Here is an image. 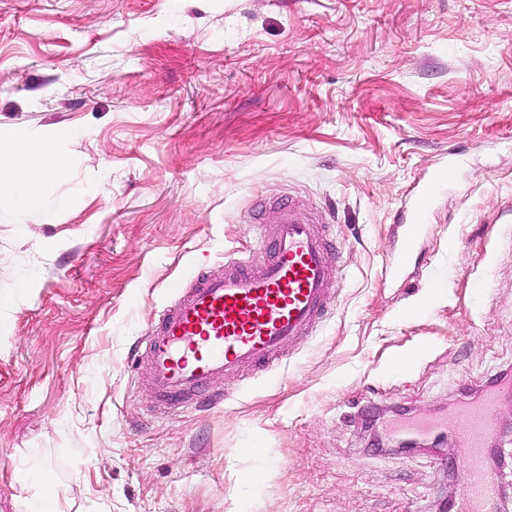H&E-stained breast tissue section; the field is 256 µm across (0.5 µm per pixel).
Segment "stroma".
<instances>
[{
  "label": "stroma",
  "instance_id": "stroma-1",
  "mask_svg": "<svg viewBox=\"0 0 512 512\" xmlns=\"http://www.w3.org/2000/svg\"><path fill=\"white\" fill-rule=\"evenodd\" d=\"M60 131L40 205L0 187V512H33L35 460L63 512H434L458 490L455 446L397 454L359 423L512 371V0H0V152ZM288 200L339 248L320 328L170 410L140 337ZM453 168L450 165H442L435 170L430 182L418 189L405 206L409 214V223L405 224L403 235V251L401 258L390 266V273L393 276L403 274L407 258L414 252L417 238L421 229V222L427 213L432 199L433 188L437 185L448 182L453 175Z\"/></svg>",
  "mask_w": 512,
  "mask_h": 512
}]
</instances>
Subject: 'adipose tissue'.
Masks as SVG:
<instances>
[{
    "label": "adipose tissue",
    "instance_id": "obj_1",
    "mask_svg": "<svg viewBox=\"0 0 512 512\" xmlns=\"http://www.w3.org/2000/svg\"><path fill=\"white\" fill-rule=\"evenodd\" d=\"M68 169L67 156L53 141L36 136L16 147L8 167H0V180L11 185L19 208L25 210L40 204L49 178L66 174Z\"/></svg>",
    "mask_w": 512,
    "mask_h": 512
}]
</instances>
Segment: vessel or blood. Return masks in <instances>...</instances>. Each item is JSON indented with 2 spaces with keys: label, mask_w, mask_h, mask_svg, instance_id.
Segmentation results:
<instances>
[{
  "label": "vessel or blood",
  "mask_w": 512,
  "mask_h": 512,
  "mask_svg": "<svg viewBox=\"0 0 512 512\" xmlns=\"http://www.w3.org/2000/svg\"><path fill=\"white\" fill-rule=\"evenodd\" d=\"M452 175L451 166H440L409 200L403 257L391 265L392 275L403 274L415 249L434 186ZM320 222L289 203L252 255L226 258L218 268L172 284L170 302L157 311L140 341L149 380L170 407H196L225 376L275 369L286 347L316 332L333 293L336 254ZM497 398L493 392L454 411L465 461L457 512H488L497 493L484 464L485 444L495 433Z\"/></svg>",
  "instance_id": "obj_1"
}]
</instances>
